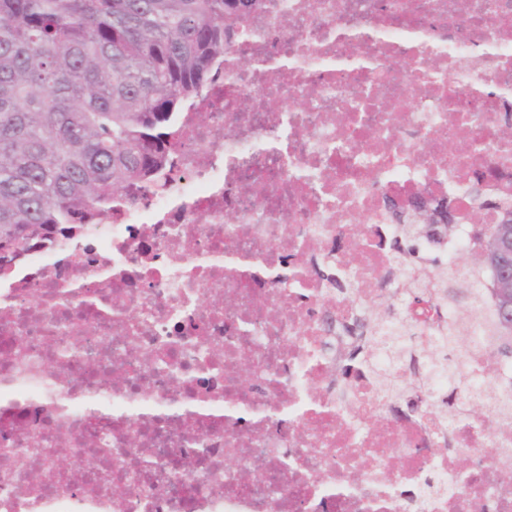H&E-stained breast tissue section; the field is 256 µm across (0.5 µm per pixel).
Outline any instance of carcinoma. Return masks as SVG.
<instances>
[{
    "instance_id": "obj_1",
    "label": "carcinoma",
    "mask_w": 512,
    "mask_h": 512,
    "mask_svg": "<svg viewBox=\"0 0 512 512\" xmlns=\"http://www.w3.org/2000/svg\"><path fill=\"white\" fill-rule=\"evenodd\" d=\"M260 0H0V270L166 164L176 114ZM434 370L458 355L410 345Z\"/></svg>"
}]
</instances>
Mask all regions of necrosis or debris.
I'll return each mask as SVG.
<instances>
[{"mask_svg": "<svg viewBox=\"0 0 512 512\" xmlns=\"http://www.w3.org/2000/svg\"><path fill=\"white\" fill-rule=\"evenodd\" d=\"M507 126L512 0H261L156 185L0 276V512H512L481 260ZM414 192L452 234L388 209ZM394 241L466 272L467 312L403 288ZM450 332L459 357L410 389L395 349Z\"/></svg>", "mask_w": 512, "mask_h": 512, "instance_id": "4bbe7bcc", "label": "necrosis or debris"}]
</instances>
